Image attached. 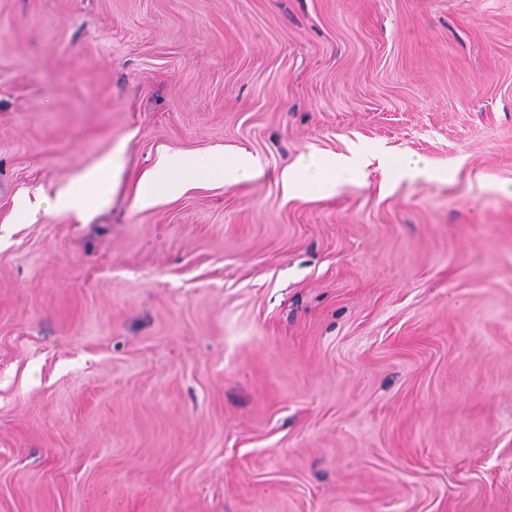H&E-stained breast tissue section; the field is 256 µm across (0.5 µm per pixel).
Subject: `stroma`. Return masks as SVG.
<instances>
[{
    "label": "stroma",
    "mask_w": 512,
    "mask_h": 512,
    "mask_svg": "<svg viewBox=\"0 0 512 512\" xmlns=\"http://www.w3.org/2000/svg\"><path fill=\"white\" fill-rule=\"evenodd\" d=\"M510 185L512 0H0V512H512ZM262 173L261 162L244 150L194 157L165 153L152 169L139 178L134 203L138 207L153 204L161 189L169 196H179L195 184L198 175L224 183V187L228 188L255 181ZM120 169L119 157L113 155L105 158L96 168L85 171L75 178L72 184L62 188L55 202V207L61 212L74 213L79 218L98 204L102 196H91L87 188L93 185H107L118 174ZM360 177L361 160L355 154L300 155L292 167L284 169L281 183L283 190L291 196H332L341 187L359 181Z\"/></svg>",
    "instance_id": "obj_1"
}]
</instances>
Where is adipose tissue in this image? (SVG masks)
Listing matches in <instances>:
<instances>
[{"instance_id":"ef3b65f1","label":"adipose tissue","mask_w":512,"mask_h":512,"mask_svg":"<svg viewBox=\"0 0 512 512\" xmlns=\"http://www.w3.org/2000/svg\"><path fill=\"white\" fill-rule=\"evenodd\" d=\"M119 169L118 158L110 156L96 168L81 173L72 184L59 191L55 202L56 209L85 217L99 202L98 197L89 194V187L108 184L118 174ZM262 173L261 162L242 150L230 154L212 153L194 157L165 153L158 158L152 169L139 178L134 203L139 207L149 206L162 192L173 197L181 195L201 175L232 187L255 181ZM360 177L361 160L357 155H302L292 167L284 169L281 183L284 191L291 196H332L341 187L359 181Z\"/></svg>"}]
</instances>
